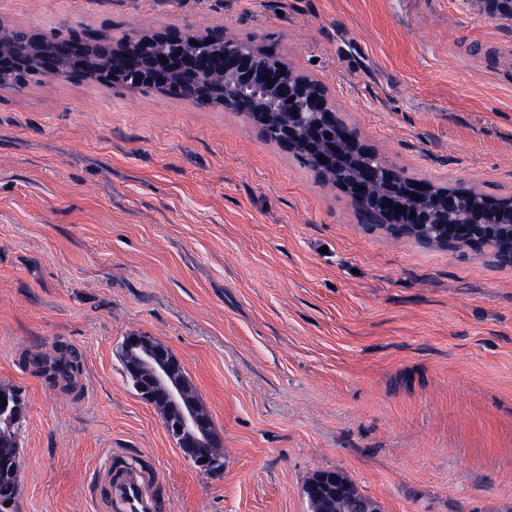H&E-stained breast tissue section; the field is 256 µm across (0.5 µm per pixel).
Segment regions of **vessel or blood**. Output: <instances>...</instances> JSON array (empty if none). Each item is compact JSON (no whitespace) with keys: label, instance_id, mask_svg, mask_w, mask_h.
<instances>
[{"label":"vessel or blood","instance_id":"obj_1","mask_svg":"<svg viewBox=\"0 0 512 512\" xmlns=\"http://www.w3.org/2000/svg\"><path fill=\"white\" fill-rule=\"evenodd\" d=\"M124 449L108 452L92 474L87 489L94 512H168L169 496L157 472L124 461Z\"/></svg>","mask_w":512,"mask_h":512}]
</instances>
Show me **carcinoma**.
Masks as SVG:
<instances>
[{
  "mask_svg": "<svg viewBox=\"0 0 512 512\" xmlns=\"http://www.w3.org/2000/svg\"><path fill=\"white\" fill-rule=\"evenodd\" d=\"M14 41L0 44V59L10 61L18 53L19 46L26 45V54L23 55V66L20 69L3 67L0 69V87L21 86L30 77L41 75V55L56 47V43L73 41V33L66 35L54 33L51 36H36L23 28L12 29ZM207 43L208 52L220 56L224 54V33L208 32L204 35L185 32L181 40L172 44L164 33H142L138 36L125 35L118 40L121 51L145 65L166 54L175 57H192L198 53V46L194 42ZM255 56L252 66L247 74L237 70L227 73L209 70H197L191 84L197 97L203 105H220L228 110H235L234 97L242 89H247L252 96L263 100L268 111H285L289 108L288 99L276 94L268 76L275 72L282 80L290 82L298 89L294 96L323 97L325 88L307 76L292 70L282 62L276 53L264 46H254ZM79 75L87 80L129 85L139 88L154 89L160 93L172 96H184L185 78L183 72L173 69L164 85L152 83L146 77L138 76L136 72L116 71L112 61L102 58L92 49H87L84 63ZM140 83H135V79ZM297 136L311 139L312 151L319 155L334 156L339 168L332 172L331 178L337 183L350 185L360 176L362 170L370 165H378L377 152L363 142L343 145L336 132V127L323 121V116L312 112L306 124L298 127ZM391 178L387 183L391 185L389 192L393 212L398 207L408 208L414 204V197L420 194L415 188L417 180L405 175L398 169H391ZM428 192L424 194L427 209L437 211L444 208L448 194L456 196L458 212L455 222L464 223L474 216L476 205L481 218L487 224H512V199L506 197L494 198L485 194H473V189L462 186H437L431 182H424ZM138 355V349L121 345L119 358L123 373L133 387L147 384L143 378L136 377L131 371ZM31 364L38 371L52 380H72L79 373L80 366L77 359L66 352L56 356H39L31 359ZM16 393L10 389L0 388V402L7 401L11 409L0 411V512H14L15 504L21 493L20 472L13 469L19 462L18 435L22 426L20 420L25 416L26 407L20 400H15Z\"/></svg>",
  "mask_w": 512,
  "mask_h": 512,
  "instance_id": "carcinoma-1",
  "label": "carcinoma"
}]
</instances>
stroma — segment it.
Listing matches in <instances>:
<instances>
[{"label":"stroma","instance_id":"obj_1","mask_svg":"<svg viewBox=\"0 0 512 512\" xmlns=\"http://www.w3.org/2000/svg\"><path fill=\"white\" fill-rule=\"evenodd\" d=\"M50 34L273 48L393 166L512 194V20L478 0H0ZM152 336L224 442L204 473L122 374ZM76 356V385L27 354ZM0 387L26 405L16 512H92L123 448L172 512H310L317 471L385 512H512V268L369 228L248 118L144 88L0 87Z\"/></svg>","mask_w":512,"mask_h":512}]
</instances>
